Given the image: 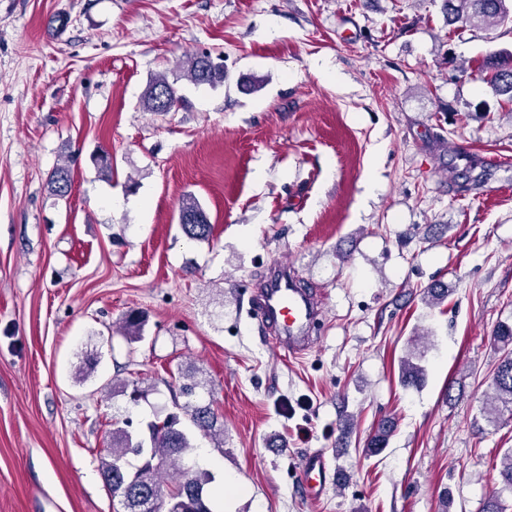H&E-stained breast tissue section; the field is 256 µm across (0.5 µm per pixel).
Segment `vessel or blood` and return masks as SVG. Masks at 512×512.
I'll use <instances>...</instances> for the list:
<instances>
[{
  "label": "vessel or blood",
  "mask_w": 512,
  "mask_h": 512,
  "mask_svg": "<svg viewBox=\"0 0 512 512\" xmlns=\"http://www.w3.org/2000/svg\"><path fill=\"white\" fill-rule=\"evenodd\" d=\"M254 302L262 311L276 346L294 355L310 347L309 325L320 307L315 297L300 286L290 267L275 266L257 290ZM326 478L324 454L311 456L302 472L306 497L320 498Z\"/></svg>",
  "instance_id": "obj_1"
}]
</instances>
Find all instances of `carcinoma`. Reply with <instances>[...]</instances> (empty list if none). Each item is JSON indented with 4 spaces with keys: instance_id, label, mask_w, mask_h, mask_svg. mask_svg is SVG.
Here are the masks:
<instances>
[{
    "instance_id": "cac0c4a2",
    "label": "carcinoma",
    "mask_w": 512,
    "mask_h": 512,
    "mask_svg": "<svg viewBox=\"0 0 512 512\" xmlns=\"http://www.w3.org/2000/svg\"><path fill=\"white\" fill-rule=\"evenodd\" d=\"M448 11V24L459 29L506 26L512 24V6L506 0H445ZM184 77L197 85H214L224 81V68L214 66L205 60V55H189L184 62ZM483 81L512 104V54L491 55L479 66ZM181 98L166 77L158 76L149 85L143 106L148 112L168 113L176 111ZM72 175L67 164L56 167L49 180L54 195L65 198L72 190ZM179 217H193L199 224H180L182 232L191 240L208 241L212 237L213 226L204 210L195 199L187 196L179 205ZM144 317L131 311L122 318L119 331L122 336L135 342L141 339ZM183 382L168 385L173 396L187 398L196 395V390L212 394L207 383L198 381L193 375H182ZM118 388L129 393L133 402L147 397L151 387L142 386L138 379H126ZM490 402L484 413L491 423H497L504 413L512 414V350L501 355L494 370ZM176 408L183 414L168 413L159 422L151 421L140 431L131 430L132 421L115 427L111 432V444L107 454L100 458V473L112 498L119 501L123 512H142L141 499L145 496L156 498V512H213L208 485L213 482L207 470L186 466V461L195 451L194 444L181 416L188 417L191 425L202 434L215 441L216 447H224V423L219 419L214 401H187ZM393 425L379 424L367 447L376 451L386 446Z\"/></svg>"
}]
</instances>
